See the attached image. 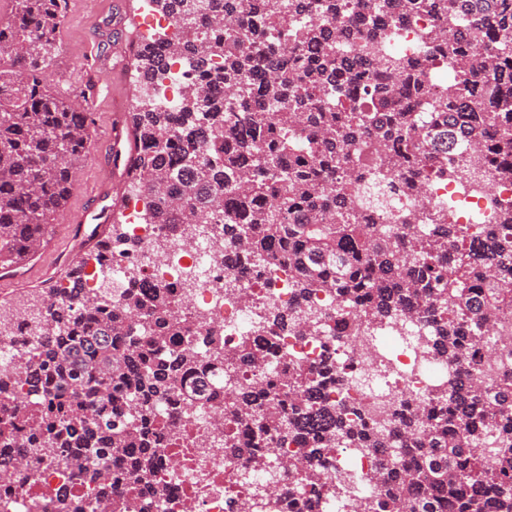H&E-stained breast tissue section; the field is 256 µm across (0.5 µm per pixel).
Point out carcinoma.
Wrapping results in <instances>:
<instances>
[{"label":"carcinoma","mask_w":512,"mask_h":512,"mask_svg":"<svg viewBox=\"0 0 512 512\" xmlns=\"http://www.w3.org/2000/svg\"><path fill=\"white\" fill-rule=\"evenodd\" d=\"M0 19V267L25 263L54 232L89 149L93 112L52 91L68 0H9ZM182 36H159L134 53L136 83L153 84L177 59L201 74L187 85L178 114L156 104L129 113L136 152L121 158L143 221L181 237L198 224H222L237 247L227 262L264 264L266 286L291 273L297 305L313 294L344 303L352 330L398 312L438 327L437 354L467 362L482 332L512 311V200L495 198L486 224L428 218L424 235L390 232L422 221L389 202L418 196L430 170L456 180L459 147L493 132L482 160L512 183V0H149ZM427 13L424 35L456 71L436 95L426 59L389 51L387 25ZM468 27L456 29L457 18ZM262 26L286 50L252 38ZM492 29L502 40L470 39ZM424 103L427 111H415ZM87 261L68 288H47L42 321L25 358L27 393L0 372V464L19 455L35 464L71 453L76 481L101 483L112 512L159 501L161 422L168 402L224 405V444L246 427V447L292 440L305 455L343 444L387 449L384 434L348 418L354 408L319 396L324 372L295 362L275 393L285 411L263 410L262 388L237 395L224 374L263 350L247 337L235 350L208 339L214 359L198 370L183 295L146 283L121 308L95 316L104 299L85 288ZM132 405L110 410L116 396ZM427 413H396L405 465L390 461L371 512H512V371L490 394L475 375L438 386ZM495 437L496 447L486 448ZM125 469L106 483L109 457Z\"/></svg>","instance_id":"obj_1"}]
</instances>
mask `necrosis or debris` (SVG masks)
Wrapping results in <instances>:
<instances>
[{
  "label": "necrosis or debris",
  "instance_id": "obj_1",
  "mask_svg": "<svg viewBox=\"0 0 512 512\" xmlns=\"http://www.w3.org/2000/svg\"><path fill=\"white\" fill-rule=\"evenodd\" d=\"M195 79L181 63H171L167 74L152 87L155 103L178 111L183 88ZM493 194L512 198V184L498 181L489 167L479 184L466 194L455 182L429 176L426 202L444 206L452 223L483 224ZM140 212L139 200L129 198L127 237L90 259V267L98 274L88 280V288L95 290L108 283L113 300L147 282L178 288L189 299V313L199 334H216L228 348L245 336L257 344H269L261 368L237 369L234 385L283 376L298 360L316 367L331 360L336 372L323 384V396L356 407L369 427L389 429L402 406H415L447 378L448 365L434 350L435 330L431 325L399 315L363 326L354 339L336 316L335 298L323 293L308 301L315 316L307 330H289L269 340L274 313L295 307L287 270H279L275 286L267 287L263 268L241 274L225 264L224 255L231 244L224 239L223 225L204 224L198 231L175 238L166 225L141 223ZM36 312L33 305L21 312L0 310L1 370L17 371L15 350L32 344L18 329L17 320ZM159 418L168 423L177 440L161 450L157 478L167 493L163 505L154 512H362L373 498V477L381 463L374 450L340 447L308 462V469L324 473L333 487L313 509L309 488L302 483L279 499L255 494L256 489L282 484L281 462L299 456L298 443H274L266 464L256 466L236 460L225 449L224 418L209 406L196 405L188 415L163 407ZM65 495L82 500L86 512H105L97 486L71 482L64 464L50 462L34 469L23 466L0 475V512H30L35 502L43 512H54Z\"/></svg>",
  "mask_w": 512,
  "mask_h": 512
}]
</instances>
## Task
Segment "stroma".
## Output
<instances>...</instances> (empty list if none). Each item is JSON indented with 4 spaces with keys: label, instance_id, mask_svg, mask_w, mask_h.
Returning a JSON list of instances; mask_svg holds the SVG:
<instances>
[{
    "label": "stroma",
    "instance_id": "35a3bbf8",
    "mask_svg": "<svg viewBox=\"0 0 512 512\" xmlns=\"http://www.w3.org/2000/svg\"><path fill=\"white\" fill-rule=\"evenodd\" d=\"M67 20L60 34L62 49L59 65L50 77L53 88L68 92L94 75L100 84L97 97L89 104L95 123L91 128L89 150L83 161L66 209L58 216L67 231H55L52 239L63 242L67 232L81 231L95 236L101 210L111 209L116 195L126 192L121 170H109L104 158L105 142L112 137V116L122 91L111 82L112 67L133 52V43L150 40L137 22L127 16V0H70ZM53 268L40 275H29L27 268L17 269L7 281H0V305L13 303L22 296L39 301L43 288L64 283L73 260L66 252L55 255Z\"/></svg>",
    "mask_w": 512,
    "mask_h": 512
}]
</instances>
